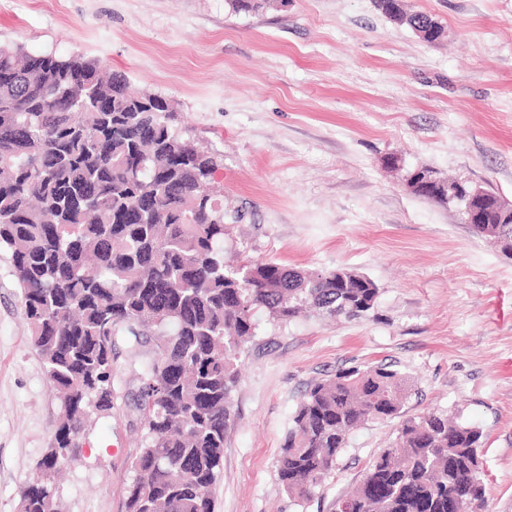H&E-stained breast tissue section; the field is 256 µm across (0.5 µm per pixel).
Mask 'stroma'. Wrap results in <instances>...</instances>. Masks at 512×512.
I'll list each match as a JSON object with an SVG mask.
<instances>
[{"label": "stroma", "mask_w": 512, "mask_h": 512, "mask_svg": "<svg viewBox=\"0 0 512 512\" xmlns=\"http://www.w3.org/2000/svg\"><path fill=\"white\" fill-rule=\"evenodd\" d=\"M406 5L447 38L424 43L374 0H273L256 14L227 0H0V45L96 60L166 98L176 128L223 155L226 262L347 268L379 289L357 322L261 317L231 393L214 512H331L399 420L355 430L305 501L278 480L280 447L312 381L380 364L407 379L405 415L482 431L485 512H512V257L404 186L429 167L512 202V0ZM11 264L1 248L0 512H19L60 415ZM113 355L112 409L60 478L61 512H125L144 428L126 343Z\"/></svg>", "instance_id": "1"}]
</instances>
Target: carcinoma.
Returning <instances> with one entry per match:
<instances>
[{"mask_svg":"<svg viewBox=\"0 0 512 512\" xmlns=\"http://www.w3.org/2000/svg\"><path fill=\"white\" fill-rule=\"evenodd\" d=\"M255 14L267 0H229ZM405 25L445 26L422 12ZM171 104L100 77L83 56L0 47V245L11 250L31 346L62 417L20 512H58L57 475L93 413L112 410L113 347L130 343L145 430L125 512H213L238 363L258 316L353 321L379 291L347 269L224 264V202L210 191L223 156L180 136ZM473 231L512 244V221ZM154 341L153 352L143 344ZM406 381L386 365L339 369L308 386L277 476L297 500L330 477L350 434L401 416ZM482 432L446 414L402 421L396 442L332 512H484Z\"/></svg>","mask_w":512,"mask_h":512,"instance_id":"carcinoma-1","label":"carcinoma"}]
</instances>
